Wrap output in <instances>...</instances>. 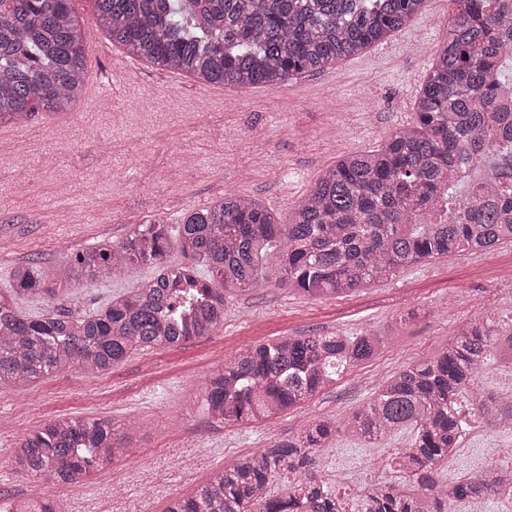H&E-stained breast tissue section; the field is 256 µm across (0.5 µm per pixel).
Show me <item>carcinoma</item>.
<instances>
[{
	"label": "carcinoma",
	"mask_w": 512,
	"mask_h": 512,
	"mask_svg": "<svg viewBox=\"0 0 512 512\" xmlns=\"http://www.w3.org/2000/svg\"><path fill=\"white\" fill-rule=\"evenodd\" d=\"M425 0H95L93 27L125 53L195 81L276 86L355 57L400 30ZM443 48L415 100L413 122L382 147L344 155L325 170L288 223L254 198L233 193L184 216L176 244L154 217L118 244L101 242L51 274L35 263L0 293V389H23L68 370L99 374L136 351L209 335L224 322V296L275 280L300 295L343 297L439 256L512 243V0H450ZM87 34L71 0H0V125L38 110H73L84 91ZM200 257L207 273L170 259ZM275 256L277 273L260 260ZM149 264L154 276L94 313L67 295L77 278L116 277ZM44 298L35 317L14 295ZM386 335L325 334L248 346L213 370L202 388L209 416L224 424L278 416L371 360ZM512 357V328L474 318L452 342L387 378L340 421L314 417L288 440L214 470L165 512H348L311 469L317 448L341 430L374 443L411 427L400 457L405 481L363 488V512H454L457 502L502 491L510 469L441 484L437 465L461 431L458 398L497 357ZM476 409L490 429H512V397ZM129 435L92 417H60L20 436L10 462L52 489L86 482L133 453ZM297 475L286 498L267 492L282 471ZM13 512H66L50 493Z\"/></svg>",
	"instance_id": "cac0c4a2"
}]
</instances>
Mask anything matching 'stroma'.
Returning a JSON list of instances; mask_svg holds the SVG:
<instances>
[{"instance_id":"35a3bbf8","label":"stroma","mask_w":512,"mask_h":512,"mask_svg":"<svg viewBox=\"0 0 512 512\" xmlns=\"http://www.w3.org/2000/svg\"><path fill=\"white\" fill-rule=\"evenodd\" d=\"M452 15L450 0H426L405 27L365 53L278 86L240 88L184 78L143 64L116 98L84 92L79 112L36 113L0 133V291L26 262L52 270L100 240L123 241L154 216L167 222L234 192L261 201L280 223L319 175L343 154L384 144L414 117V101ZM147 157L155 174L139 164ZM146 265L117 279L76 280L69 296L90 313L147 281ZM512 321V244L489 253L439 258L345 298L311 299L267 282L226 298L211 335L131 354L111 370L66 371L0 393V498H41L44 488L10 463L11 427L58 417H97L133 430L135 456L112 460L82 485L81 500H108L112 512H164L190 495L242 448H267L296 434L303 420L345 418L376 393L360 369L347 370L268 424L212 421L200 391L225 357L248 345L329 332L348 336L399 325L373 368L399 371L434 354L465 321ZM402 429L374 445L339 432L318 449L319 466L349 450L357 468L337 492L358 512L366 483L395 477L391 466L411 442Z\"/></svg>"}]
</instances>
